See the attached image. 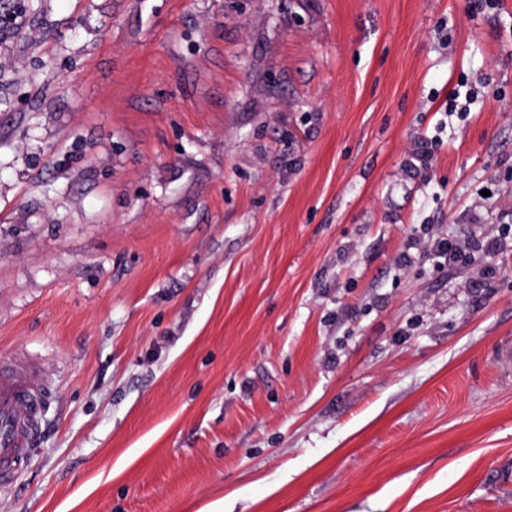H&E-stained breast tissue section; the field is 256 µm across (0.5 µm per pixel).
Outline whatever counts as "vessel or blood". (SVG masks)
Masks as SVG:
<instances>
[{"mask_svg": "<svg viewBox=\"0 0 512 512\" xmlns=\"http://www.w3.org/2000/svg\"><path fill=\"white\" fill-rule=\"evenodd\" d=\"M47 384L35 363L0 359V487L10 485L41 426Z\"/></svg>", "mask_w": 512, "mask_h": 512, "instance_id": "b4317fda", "label": "vessel or blood"}]
</instances>
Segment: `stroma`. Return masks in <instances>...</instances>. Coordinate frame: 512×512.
Here are the masks:
<instances>
[{
    "instance_id": "1",
    "label": "stroma",
    "mask_w": 512,
    "mask_h": 512,
    "mask_svg": "<svg viewBox=\"0 0 512 512\" xmlns=\"http://www.w3.org/2000/svg\"><path fill=\"white\" fill-rule=\"evenodd\" d=\"M507 225L512 0H8L0 512H512ZM425 235V237L418 240L419 246L426 252H433L448 264L471 259L472 252L475 250L471 238H465L452 244L434 238V235H430L428 232ZM47 384L43 367L0 359V487L10 485L41 426Z\"/></svg>"
}]
</instances>
